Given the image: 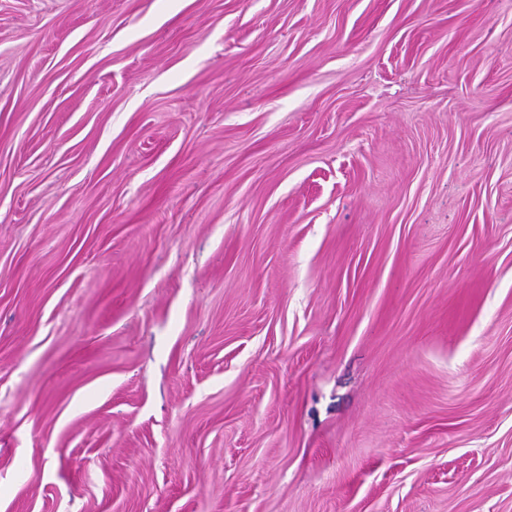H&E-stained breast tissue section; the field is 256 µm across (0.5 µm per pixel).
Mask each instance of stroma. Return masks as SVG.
I'll list each match as a JSON object with an SVG mask.
<instances>
[{
	"instance_id": "obj_1",
	"label": "stroma",
	"mask_w": 512,
	"mask_h": 512,
	"mask_svg": "<svg viewBox=\"0 0 512 512\" xmlns=\"http://www.w3.org/2000/svg\"><path fill=\"white\" fill-rule=\"evenodd\" d=\"M0 512H512V0H0Z\"/></svg>"
}]
</instances>
